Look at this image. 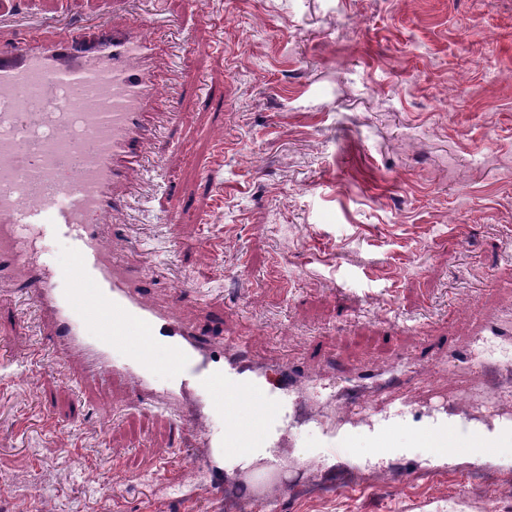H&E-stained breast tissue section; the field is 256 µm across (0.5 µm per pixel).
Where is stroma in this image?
<instances>
[{
	"mask_svg": "<svg viewBox=\"0 0 512 512\" xmlns=\"http://www.w3.org/2000/svg\"><path fill=\"white\" fill-rule=\"evenodd\" d=\"M146 12L162 17L179 118L149 147L157 170L116 245L157 266L154 296L181 290L251 337L254 365L307 367L320 383L291 400L313 419L275 466L224 463L211 488L197 437L175 442L129 381L68 382L33 305L0 285V512H224L247 472L333 476L353 459L356 479L326 494L263 495L278 512H512V447L496 489L461 496L480 466L432 459L410 426L389 457L321 431L362 363L467 342L512 310V0H0V39L36 18ZM374 388L402 404L447 391L448 367Z\"/></svg>",
	"mask_w": 512,
	"mask_h": 512,
	"instance_id": "stroma-1",
	"label": "stroma"
}]
</instances>
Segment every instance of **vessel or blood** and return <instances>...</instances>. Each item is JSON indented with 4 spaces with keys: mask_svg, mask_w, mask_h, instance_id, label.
Masks as SVG:
<instances>
[{
    "mask_svg": "<svg viewBox=\"0 0 512 512\" xmlns=\"http://www.w3.org/2000/svg\"><path fill=\"white\" fill-rule=\"evenodd\" d=\"M90 24L100 32L93 42L63 27L0 44V280L11 281L38 309L60 365L81 358L74 380L119 377L133 381L135 399L179 403L174 416L183 433L201 430L202 416L184 404L195 397L224 419L222 431H201L214 463L274 451L290 418L286 388L309 387L312 376L288 366L281 386H270L247 368L240 338L215 341L189 310L157 303L146 264L108 246L117 235L112 216L145 169L146 145L162 111L172 108L176 73L157 63L151 15ZM65 100L76 102V112L59 111ZM47 227L70 239L77 266L48 270L37 262L36 242ZM502 333L490 318L473 342L451 339L414 357L421 366L447 364L454 385L447 403L427 412L341 398L323 429L330 446L366 432L375 454L384 456L394 449V432L408 424L418 447L451 448L492 463L497 449L512 446V414L488 421L457 408L472 394L460 379L462 368H479V344ZM160 370L170 379L163 389L154 381Z\"/></svg>",
    "mask_w": 512,
    "mask_h": 512,
    "instance_id": "obj_1",
    "label": "vessel or blood"
}]
</instances>
